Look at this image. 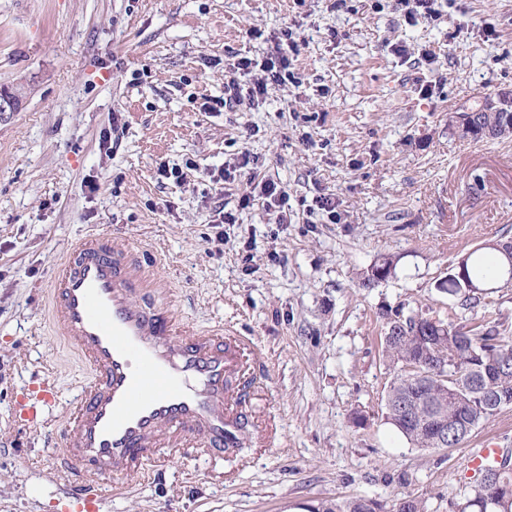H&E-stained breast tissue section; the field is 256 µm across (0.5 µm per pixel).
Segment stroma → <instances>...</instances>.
<instances>
[{
  "instance_id": "stroma-1",
  "label": "stroma",
  "mask_w": 512,
  "mask_h": 512,
  "mask_svg": "<svg viewBox=\"0 0 512 512\" xmlns=\"http://www.w3.org/2000/svg\"><path fill=\"white\" fill-rule=\"evenodd\" d=\"M441 10L412 26L390 0H0V89L22 100L0 123V512H79L46 432L84 369L43 297L92 229L151 245L186 320L223 323L262 352L258 441L224 460L167 453L118 496L105 479L99 512H314L354 497L394 512L409 496L453 512L469 453L488 439L512 453V409L444 450L410 447L385 420L388 315L474 316L512 334V288L473 314L440 288L468 253L512 239V138L449 128L512 89V0ZM288 28L300 84L269 85L252 109L204 110L225 71L263 59ZM424 46L434 64L419 62ZM245 152L257 168L221 182ZM163 162L183 180L159 176ZM261 180L286 191L285 216L265 209ZM327 193L333 220L316 203ZM221 203L235 221L219 230ZM385 258L394 274L363 287ZM47 376L61 395L36 428L15 405Z\"/></svg>"
}]
</instances>
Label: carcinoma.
<instances>
[{
  "mask_svg": "<svg viewBox=\"0 0 512 512\" xmlns=\"http://www.w3.org/2000/svg\"><path fill=\"white\" fill-rule=\"evenodd\" d=\"M477 125L495 131V137L512 134V120L502 113L480 112ZM467 281H448L441 287L450 299L460 300L462 309L470 312L488 294L509 287L506 272H494L489 252L479 248L466 256ZM394 273L392 260L385 258L364 279L362 287L369 288ZM382 353L397 370L386 394L387 420L407 443L415 448H438L437 430L457 424L462 432L448 444L453 448L468 439L480 425L498 415L490 398L503 389L512 396V336L495 326L481 323L455 324L428 322V316L396 314L385 323ZM452 362L453 366L436 370L422 362ZM420 366L411 375L408 366ZM493 479L512 490V457L506 455L486 469L479 478L465 487L455 502L458 512H504L503 507L491 508L481 500L484 483ZM316 512H375L374 502L364 498L326 501Z\"/></svg>",
  "mask_w": 512,
  "mask_h": 512,
  "instance_id": "cac0c4a2",
  "label": "carcinoma"
}]
</instances>
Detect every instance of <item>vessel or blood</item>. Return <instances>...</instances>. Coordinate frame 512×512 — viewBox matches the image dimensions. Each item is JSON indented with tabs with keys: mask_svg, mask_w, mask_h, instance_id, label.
<instances>
[{
	"mask_svg": "<svg viewBox=\"0 0 512 512\" xmlns=\"http://www.w3.org/2000/svg\"><path fill=\"white\" fill-rule=\"evenodd\" d=\"M156 265L145 245L92 233L54 272L53 328L87 368L59 430L65 492L80 512H97L102 479L147 474L164 450L202 448L221 458L239 448L243 433L258 431L241 409V340L223 325L201 330L184 321ZM501 453L485 441L469 471L481 473Z\"/></svg>",
	"mask_w": 512,
	"mask_h": 512,
	"instance_id": "b4317fda",
	"label": "vessel or blood"
}]
</instances>
